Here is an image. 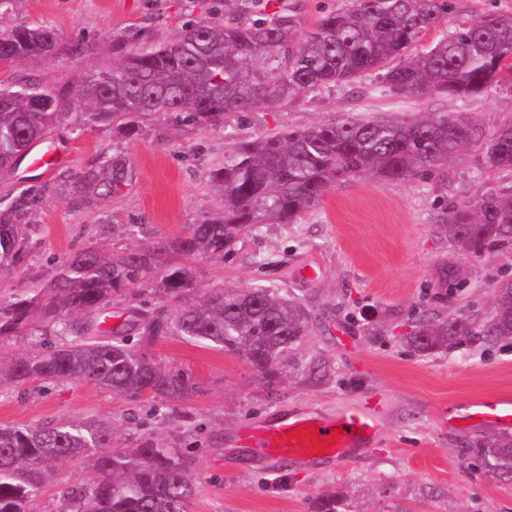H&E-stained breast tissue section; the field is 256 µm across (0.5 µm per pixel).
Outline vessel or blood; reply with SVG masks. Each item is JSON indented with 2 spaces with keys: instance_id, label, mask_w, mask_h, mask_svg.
<instances>
[{
  "instance_id": "obj_1",
  "label": "vessel or blood",
  "mask_w": 512,
  "mask_h": 512,
  "mask_svg": "<svg viewBox=\"0 0 512 512\" xmlns=\"http://www.w3.org/2000/svg\"><path fill=\"white\" fill-rule=\"evenodd\" d=\"M66 159V145L51 141L32 157L31 166L48 173ZM385 409L384 395L376 394L360 402H342L333 412L301 411L268 425L247 424L241 439L274 463L347 462L356 449L379 437ZM457 420L512 429V400L494 395L481 398L462 408Z\"/></svg>"
}]
</instances>
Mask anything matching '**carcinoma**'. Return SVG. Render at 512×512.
Segmentation results:
<instances>
[{"mask_svg":"<svg viewBox=\"0 0 512 512\" xmlns=\"http://www.w3.org/2000/svg\"><path fill=\"white\" fill-rule=\"evenodd\" d=\"M453 0H354L299 33L300 20L282 9L270 16L187 24L170 40H142L121 59L89 70L80 88L43 75H14L0 83V177H12L38 142L48 140L61 111L74 112L73 131L94 127L114 137L142 134L157 114L186 125L224 126L227 114L277 108L324 86L350 83L366 71L402 95L434 94L466 101L512 88V14L459 22L451 33L413 52L441 27ZM70 48L53 30L19 22L0 34V57L16 64L51 60ZM480 145L485 167L512 172V122L490 137L460 113L418 119L341 120L283 128L263 138L243 136L224 153L209 178L224 209L163 239L150 255L104 256L92 247L61 261L40 288L0 300V340L34 333L56 336L45 349L0 366V386L61 381L92 382L123 394L179 401L194 391L184 374L166 370L121 334L101 329L112 305L134 315L140 341L165 336L209 342L270 377L309 335L310 311L268 288L218 286L201 291L189 268L170 254H230L242 234L265 224H292L330 187L363 175L390 181L426 177L469 145ZM134 173L120 155L86 171L57 169L54 189L77 209L118 198ZM43 189L29 185L0 201V268L23 265L31 249ZM448 240L479 256L512 245V185L450 206L439 218ZM468 271L448 264L443 288L464 287ZM494 311L484 322L461 310L441 319L419 318L408 343L419 351L462 344L473 336L512 339V279L493 286ZM81 455L91 476L64 491V512H190L197 493L188 448L150 437L133 448L112 447V426L94 419L0 427V512H34L33 502L55 463ZM475 456L494 476L512 478V438L481 443Z\"/></svg>","mask_w":512,"mask_h":512,"instance_id":"cac0c4a2","label":"carcinoma"}]
</instances>
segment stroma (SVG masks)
Listing matches in <instances>:
<instances>
[{"label": "stroma", "instance_id": "stroma-1", "mask_svg": "<svg viewBox=\"0 0 512 512\" xmlns=\"http://www.w3.org/2000/svg\"><path fill=\"white\" fill-rule=\"evenodd\" d=\"M349 0H14L0 14V32L19 22L52 28L80 55L17 65L25 74L68 78L112 63L120 36L168 38L189 21H206L224 5L256 12L285 6L309 30ZM460 112L486 133L512 122V90L469 101L393 93L374 72L355 82L309 93L287 105L225 117L223 129L179 125L156 116L148 133L119 141L87 130L73 134L63 116L54 140L67 143L68 168L85 171L112 155L124 156L134 178L121 198L94 209H73L51 190L53 178L0 180V198L34 183L44 186L37 219L39 240L25 265L0 270V297L44 283L63 257L93 247L105 254H142L161 239L220 211L224 200L209 171L241 135L267 136L283 127H308L347 115L411 119ZM479 150L466 148L424 179L392 182L371 176L335 184L322 202L292 224H268L243 235L230 256L196 254L187 260L200 289L272 288L301 301L313 326L296 351V366L268 381L243 358L207 343L169 336L142 348L167 369L182 372L197 390L170 404L145 394H117L93 383L64 381L47 390L33 384L0 393V425H35L92 417L113 427L112 445L135 446L150 434L167 446L195 451L198 492L193 512H313L332 493L346 512H512V481L489 475L473 450L504 436L489 425L451 426L461 404L487 394L512 396V340H471L432 352L402 341L418 315L464 309L477 319L494 308L490 286L512 276V249L473 257L454 250L438 217L449 206L512 184V172L482 169ZM111 233H102V225ZM320 264L314 281L296 271ZM469 272L466 288L446 294L436 285L441 265ZM375 393L388 400L379 440L357 459L340 464L284 462L269 467L244 447L238 430L303 407L330 411L343 400ZM86 476L83 459L57 462L38 497L41 512H56L63 489Z\"/></svg>", "mask_w": 512, "mask_h": 512}]
</instances>
